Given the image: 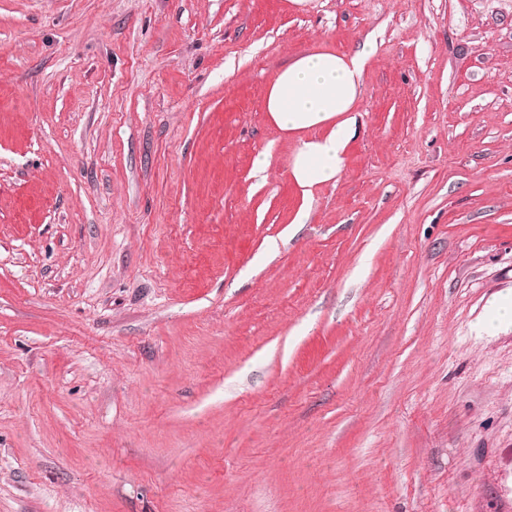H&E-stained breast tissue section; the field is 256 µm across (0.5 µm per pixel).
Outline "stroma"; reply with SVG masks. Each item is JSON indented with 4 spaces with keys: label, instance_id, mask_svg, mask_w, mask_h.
I'll return each instance as SVG.
<instances>
[{
    "label": "stroma",
    "instance_id": "stroma-1",
    "mask_svg": "<svg viewBox=\"0 0 512 512\" xmlns=\"http://www.w3.org/2000/svg\"><path fill=\"white\" fill-rule=\"evenodd\" d=\"M511 294L512 0H0V512H512ZM369 51L328 49L291 57L270 81L265 111L283 137L294 139L290 175L305 201L333 183L358 132L356 114ZM318 130L324 131L320 136ZM316 132L315 136L308 135Z\"/></svg>",
    "mask_w": 512,
    "mask_h": 512
}]
</instances>
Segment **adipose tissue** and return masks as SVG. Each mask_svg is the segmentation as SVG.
<instances>
[{
    "label": "adipose tissue",
    "mask_w": 512,
    "mask_h": 512,
    "mask_svg": "<svg viewBox=\"0 0 512 512\" xmlns=\"http://www.w3.org/2000/svg\"><path fill=\"white\" fill-rule=\"evenodd\" d=\"M369 59L328 49L291 57L270 81L265 110L283 137L294 139L290 175L304 199L336 181L358 132L357 105Z\"/></svg>",
    "instance_id": "1"
}]
</instances>
